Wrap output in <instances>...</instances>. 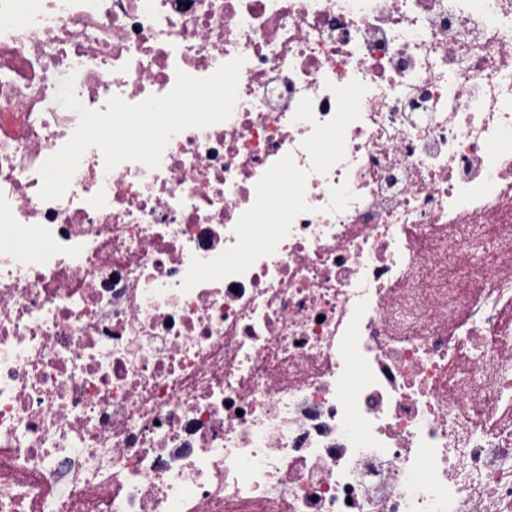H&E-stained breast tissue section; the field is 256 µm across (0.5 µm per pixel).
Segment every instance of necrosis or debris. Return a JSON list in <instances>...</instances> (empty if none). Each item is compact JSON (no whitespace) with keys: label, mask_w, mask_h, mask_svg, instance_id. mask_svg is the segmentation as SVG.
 I'll return each instance as SVG.
<instances>
[{"label":"necrosis or debris","mask_w":512,"mask_h":512,"mask_svg":"<svg viewBox=\"0 0 512 512\" xmlns=\"http://www.w3.org/2000/svg\"><path fill=\"white\" fill-rule=\"evenodd\" d=\"M238 56L227 120L40 198L59 76L102 111ZM353 80L310 172L297 105ZM289 153L310 212L181 292ZM511 309L512 0H0V512H512Z\"/></svg>","instance_id":"obj_1"}]
</instances>
